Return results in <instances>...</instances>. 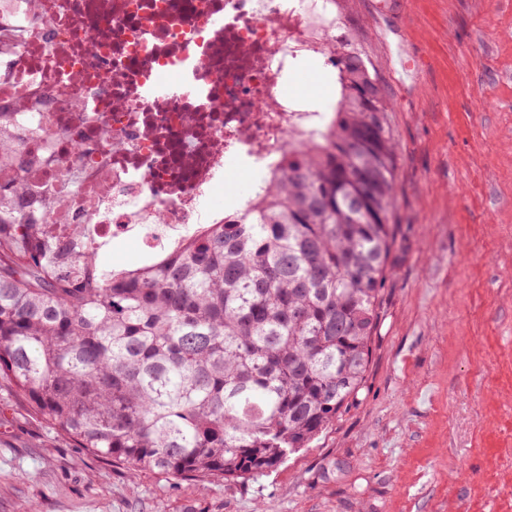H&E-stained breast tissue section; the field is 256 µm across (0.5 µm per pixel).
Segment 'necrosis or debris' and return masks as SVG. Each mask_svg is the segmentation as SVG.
Here are the masks:
<instances>
[{"label":"necrosis or debris","mask_w":512,"mask_h":512,"mask_svg":"<svg viewBox=\"0 0 512 512\" xmlns=\"http://www.w3.org/2000/svg\"><path fill=\"white\" fill-rule=\"evenodd\" d=\"M337 27L333 0H0V120L38 159L1 165L0 189L97 246L221 223L226 181L264 189L313 125L286 80Z\"/></svg>","instance_id":"necrosis-or-debris-1"}]
</instances>
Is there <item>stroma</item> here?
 <instances>
[{
    "label": "stroma",
    "instance_id": "stroma-1",
    "mask_svg": "<svg viewBox=\"0 0 512 512\" xmlns=\"http://www.w3.org/2000/svg\"><path fill=\"white\" fill-rule=\"evenodd\" d=\"M336 11L392 104L393 245L362 388L242 484L62 446L1 389L0 512H512V0ZM287 91L334 103L337 71L303 60Z\"/></svg>",
    "mask_w": 512,
    "mask_h": 512
}]
</instances>
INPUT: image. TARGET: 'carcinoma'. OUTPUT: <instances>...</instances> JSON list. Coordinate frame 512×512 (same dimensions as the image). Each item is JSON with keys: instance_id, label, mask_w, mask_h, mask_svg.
I'll use <instances>...</instances> for the list:
<instances>
[{"instance_id": "obj_1", "label": "carcinoma", "mask_w": 512, "mask_h": 512, "mask_svg": "<svg viewBox=\"0 0 512 512\" xmlns=\"http://www.w3.org/2000/svg\"><path fill=\"white\" fill-rule=\"evenodd\" d=\"M341 92L263 193L115 270L0 193V387L75 448L173 480L244 482L364 382L392 245L388 102L348 43ZM0 161L23 163L0 129Z\"/></svg>"}]
</instances>
